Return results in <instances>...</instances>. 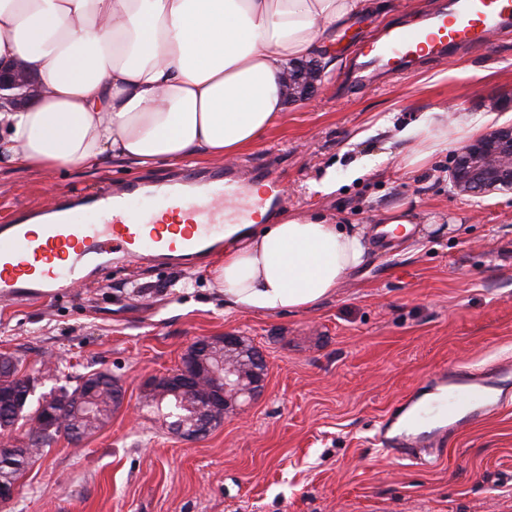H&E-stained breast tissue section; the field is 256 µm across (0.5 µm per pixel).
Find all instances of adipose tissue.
I'll use <instances>...</instances> for the list:
<instances>
[{"label": "adipose tissue", "instance_id": "adipose-tissue-1", "mask_svg": "<svg viewBox=\"0 0 512 512\" xmlns=\"http://www.w3.org/2000/svg\"><path fill=\"white\" fill-rule=\"evenodd\" d=\"M377 0H0V58L37 71L45 93L24 111L0 107V166L142 168L231 162L287 108L284 75L299 60H333L336 29ZM444 110L403 128L410 164L463 139ZM228 233L216 276L226 308L274 313L316 306L361 266L363 228L288 214L260 233Z\"/></svg>", "mask_w": 512, "mask_h": 512}]
</instances>
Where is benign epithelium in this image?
<instances>
[{
  "instance_id": "obj_1",
  "label": "benign epithelium",
  "mask_w": 512,
  "mask_h": 512,
  "mask_svg": "<svg viewBox=\"0 0 512 512\" xmlns=\"http://www.w3.org/2000/svg\"><path fill=\"white\" fill-rule=\"evenodd\" d=\"M321 72L318 60L306 64L302 70L291 69L285 75L289 96L295 100L310 98ZM44 91L40 76L25 61L19 58L0 60V104L23 109L33 104ZM448 179L464 195L512 190V125L497 128L457 151L448 167ZM221 348L224 354H212L213 350ZM194 349L202 358L214 355V360L200 377H194L191 366L183 361L174 372L150 381L146 390L154 389L178 398L201 384L208 387L211 406L200 408L199 421L193 431L186 433L188 437L199 438L208 434L225 413L260 396L265 386L267 362L255 345L233 333L199 338L194 342ZM72 409L86 417L96 413L88 395L73 407L64 402L56 408H48L33 422L27 442L35 441L39 429L45 425L58 428L60 435L81 436L80 431L64 419V414Z\"/></svg>"
}]
</instances>
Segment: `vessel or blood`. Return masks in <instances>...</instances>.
I'll return each instance as SVG.
<instances>
[{"label": "vessel or blood", "instance_id": "vessel-or-blood-1", "mask_svg": "<svg viewBox=\"0 0 512 512\" xmlns=\"http://www.w3.org/2000/svg\"><path fill=\"white\" fill-rule=\"evenodd\" d=\"M512 30V0H454L416 23L389 30L371 45L360 72L377 76L411 69L421 58H444L479 47L489 34ZM265 176L260 168L185 171L163 180L129 179L88 195L74 191L48 207L25 212L0 226V301L56 300L72 288L97 281L114 256L152 263L195 261L224 249V225L245 224L256 209L285 204L278 179L259 199L242 204L246 186ZM161 200L141 213L133 203ZM512 375L505 364L491 372L460 369L445 382L448 411L476 420L500 403L491 389Z\"/></svg>", "mask_w": 512, "mask_h": 512}]
</instances>
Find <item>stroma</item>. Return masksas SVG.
<instances>
[{
    "mask_svg": "<svg viewBox=\"0 0 512 512\" xmlns=\"http://www.w3.org/2000/svg\"><path fill=\"white\" fill-rule=\"evenodd\" d=\"M441 0H389L338 29L336 65L310 101L237 160L277 172L286 211L376 229L404 205L412 228L371 241L362 266L308 310L225 311L213 268L125 262L57 301L0 303V354L25 372L57 359L35 397L116 376L122 409L95 434L61 437L19 478L0 512H512V388L495 415L432 437L424 461L382 430L442 371L512 362V190L456 194L448 166L463 143L408 165L396 134L453 108L512 125V33L419 68L351 80L357 46ZM171 168L106 160L93 170L0 168V225L47 192H87ZM234 333L269 373L256 403L185 440L143 409V384L178 368L191 344Z\"/></svg>",
    "mask_w": 512,
    "mask_h": 512,
    "instance_id": "stroma-1",
    "label": "stroma"
}]
</instances>
